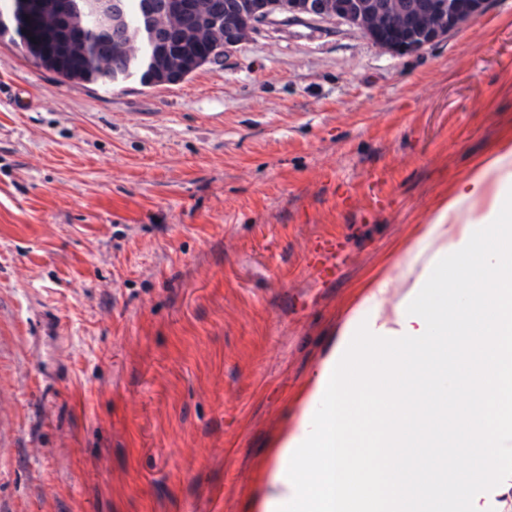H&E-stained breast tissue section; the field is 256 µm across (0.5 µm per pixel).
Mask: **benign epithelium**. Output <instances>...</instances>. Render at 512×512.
<instances>
[{"mask_svg": "<svg viewBox=\"0 0 512 512\" xmlns=\"http://www.w3.org/2000/svg\"><path fill=\"white\" fill-rule=\"evenodd\" d=\"M280 6L298 18L336 17L353 21L364 15L366 36L398 31L401 37L383 41V48L394 54H407L417 52L477 19L485 11L486 0H430L414 8L400 0H390L387 7L370 10L359 0H282ZM202 9L210 16L218 17L224 11V4L219 0H172V21L182 39L194 38L198 13ZM243 16L247 24L257 30L270 23L276 13L268 11L261 0H251L246 4ZM420 35L428 37V42L418 41Z\"/></svg>", "mask_w": 512, "mask_h": 512, "instance_id": "7a95c632", "label": "benign epithelium"}]
</instances>
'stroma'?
Here are the masks:
<instances>
[{
  "instance_id": "1",
  "label": "stroma",
  "mask_w": 512,
  "mask_h": 512,
  "mask_svg": "<svg viewBox=\"0 0 512 512\" xmlns=\"http://www.w3.org/2000/svg\"><path fill=\"white\" fill-rule=\"evenodd\" d=\"M507 127L512 0L404 55L278 21L152 87L0 41V512H248L361 285L400 292Z\"/></svg>"
}]
</instances>
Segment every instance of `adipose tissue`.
<instances>
[{"label":"adipose tissue","instance_id":"1","mask_svg":"<svg viewBox=\"0 0 512 512\" xmlns=\"http://www.w3.org/2000/svg\"><path fill=\"white\" fill-rule=\"evenodd\" d=\"M384 316L372 278L298 394L253 512H490L512 490V133L436 201ZM462 479L417 480L444 431Z\"/></svg>","mask_w":512,"mask_h":512}]
</instances>
